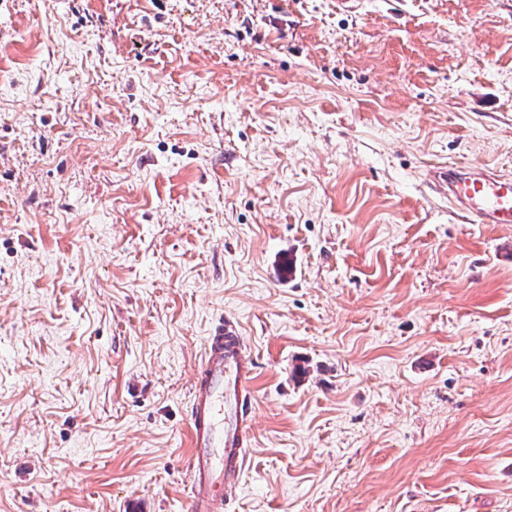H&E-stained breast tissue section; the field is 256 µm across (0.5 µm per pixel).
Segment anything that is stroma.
Segmentation results:
<instances>
[{
  "instance_id": "stroma-1",
  "label": "stroma",
  "mask_w": 512,
  "mask_h": 512,
  "mask_svg": "<svg viewBox=\"0 0 512 512\" xmlns=\"http://www.w3.org/2000/svg\"><path fill=\"white\" fill-rule=\"evenodd\" d=\"M512 0H0V512H188L220 319L227 512H512ZM448 201L470 224H512V176L490 168L443 169ZM238 322L225 317L206 338L189 402V511L226 510L241 486L253 439V362Z\"/></svg>"
}]
</instances>
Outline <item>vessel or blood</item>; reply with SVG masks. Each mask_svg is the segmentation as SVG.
<instances>
[{
  "label": "vessel or blood",
  "instance_id": "vessel-or-blood-1",
  "mask_svg": "<svg viewBox=\"0 0 512 512\" xmlns=\"http://www.w3.org/2000/svg\"><path fill=\"white\" fill-rule=\"evenodd\" d=\"M470 224H512V176L490 168L438 174ZM238 322L224 318L193 369L189 402V512H225L241 486L253 439V363Z\"/></svg>",
  "mask_w": 512,
  "mask_h": 512
}]
</instances>
